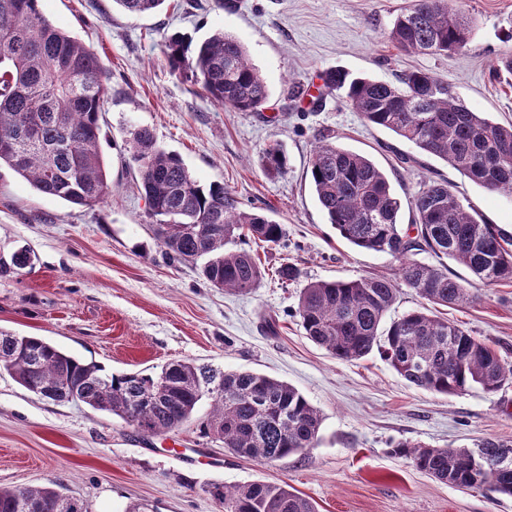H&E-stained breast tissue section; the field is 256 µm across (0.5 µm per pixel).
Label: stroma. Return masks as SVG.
<instances>
[{
    "mask_svg": "<svg viewBox=\"0 0 512 512\" xmlns=\"http://www.w3.org/2000/svg\"><path fill=\"white\" fill-rule=\"evenodd\" d=\"M174 0L131 15L115 0H40L44 16L89 46L104 68L108 95L100 150L111 191L76 206L38 192L0 169V256L20 248L33 259L0 277V329L38 336L106 372L160 371L190 360L226 371L258 372L292 385L320 411L321 441L306 453L259 463L195 424L147 437L121 419L80 403H56L0 372V486L51 481L87 500L92 512H219L206 491L263 480L287 482L318 512H512V497L442 483L393 452L401 441L473 448L512 442V384L494 394L443 396L415 387L371 354L341 361L305 334L295 308L308 283L395 276L391 256L341 238L321 210L308 166L317 135L369 157L404 199L424 181L447 182L464 206L512 232V196L490 192L443 160L373 126L323 73L397 82L409 71L449 83L473 111L512 123V73L499 67L512 48V0H457L477 20L467 46L448 55L402 54L388 40L395 16L413 0ZM238 39L265 78L261 111L213 102L173 73L163 54L173 33ZM146 127L178 153L201 182L223 183L237 199L286 230L277 246L244 241L267 273L248 294L211 287L198 265L172 263L155 235L139 177L128 164L131 130ZM280 144L288 168L261 165ZM300 269L296 282L270 273ZM472 301L445 308L449 321L485 340L512 365V282L489 288L457 262ZM276 321L269 333L265 318Z\"/></svg>",
    "mask_w": 512,
    "mask_h": 512,
    "instance_id": "35a3bbf8",
    "label": "stroma"
}]
</instances>
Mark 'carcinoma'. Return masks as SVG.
<instances>
[{
	"label": "carcinoma",
	"instance_id": "cac0c4a2",
	"mask_svg": "<svg viewBox=\"0 0 512 512\" xmlns=\"http://www.w3.org/2000/svg\"><path fill=\"white\" fill-rule=\"evenodd\" d=\"M40 0H0V166L9 167L39 192L70 204L93 206L110 193L100 151L99 117L108 88L97 54L58 29L39 10ZM133 15L152 13L166 0H114ZM476 21L449 0H414L393 21L388 38L407 54L455 53L471 39ZM164 55L174 71L202 84L216 103L257 112L269 90L234 37L216 31L194 45L175 33ZM325 85L341 90L363 119L450 163L491 192L512 195V124L504 126L471 110L452 86L423 71L393 84L336 69ZM129 162L137 169L148 215L165 254L179 263H202L216 288L244 294L266 275L260 259L237 248L243 239L278 245L282 225L249 211L224 184L198 181L182 158L159 146L152 132H131ZM265 171L287 169L283 149L263 153ZM308 173L319 204L340 237L354 247L384 253L398 263V278L366 276L314 281L301 291L296 316L306 335L336 359L360 360L373 351L407 382L439 395L472 389L494 394L512 380L495 349L434 313L470 300L468 288L448 267L414 259L428 253L463 264L486 286L512 281V236L482 224L448 185L430 180L408 199L412 224L400 227L401 199L369 158L321 137ZM28 251L0 257V275L28 266ZM285 284L300 271L290 262L274 271ZM412 288L431 307L385 322L399 294ZM57 403L78 402L118 417L145 436L169 433L193 421L199 433L224 442L234 454L272 462L304 453L320 441L322 417L297 389L256 372L224 371L174 361L158 373L106 374L37 336L0 330V371ZM211 411L196 416L202 399ZM394 453L436 480L469 489L489 486V469L508 458L512 444L495 439L478 448H443L411 441ZM206 492L221 512H317L286 482L255 480ZM63 485L0 488V512H74Z\"/></svg>",
	"mask_w": 512,
	"mask_h": 512
}]
</instances>
